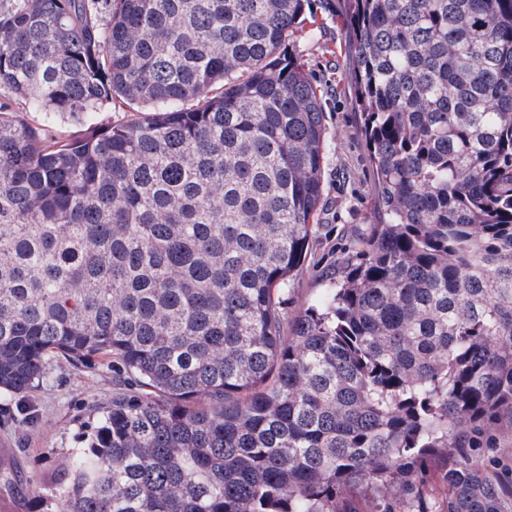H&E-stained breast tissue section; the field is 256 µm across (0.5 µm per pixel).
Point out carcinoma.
<instances>
[{"label": "carcinoma", "mask_w": 512, "mask_h": 512, "mask_svg": "<svg viewBox=\"0 0 512 512\" xmlns=\"http://www.w3.org/2000/svg\"><path fill=\"white\" fill-rule=\"evenodd\" d=\"M17 0L0 90V394L52 362L127 387L29 512H506L512 0H324L377 209L318 303L326 127L290 37L313 0ZM0 103L7 104L12 112L24 118L33 126L46 124L42 112H32L22 100L3 90L0 91Z\"/></svg>", "instance_id": "1"}]
</instances>
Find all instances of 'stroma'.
I'll use <instances>...</instances> for the list:
<instances>
[{
	"instance_id": "1",
	"label": "stroma",
	"mask_w": 512,
	"mask_h": 512,
	"mask_svg": "<svg viewBox=\"0 0 512 512\" xmlns=\"http://www.w3.org/2000/svg\"><path fill=\"white\" fill-rule=\"evenodd\" d=\"M288 49L320 90L328 132L317 238L288 285L286 304L293 312L318 301L374 223L376 173L360 131L340 20L317 14ZM115 378L111 366L97 361L80 367L58 361L32 397L0 399V504L10 512H28L27 497L11 490L7 478L19 472L30 487H44L50 468L80 447L111 405Z\"/></svg>"
}]
</instances>
